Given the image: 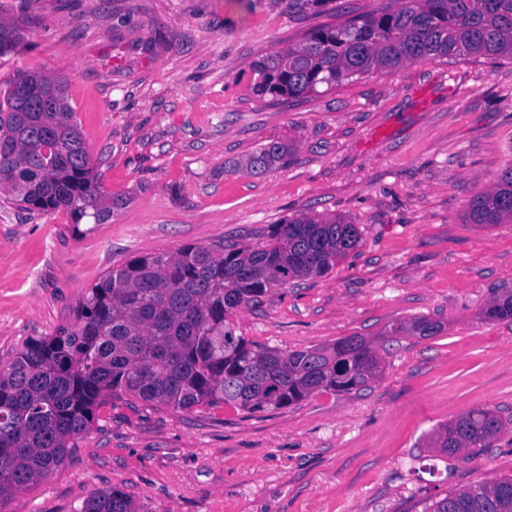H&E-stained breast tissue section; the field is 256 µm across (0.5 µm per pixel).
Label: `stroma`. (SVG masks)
I'll return each mask as SVG.
<instances>
[{
	"instance_id": "1",
	"label": "stroma",
	"mask_w": 512,
	"mask_h": 512,
	"mask_svg": "<svg viewBox=\"0 0 512 512\" xmlns=\"http://www.w3.org/2000/svg\"><path fill=\"white\" fill-rule=\"evenodd\" d=\"M403 2L0 0V23L22 36L0 56V79H67L120 202L76 233L66 212L24 210L0 187V368L129 258L260 244L271 224L306 213L358 225V248L238 311V334L283 350L360 335L383 360L362 388L263 413L112 400L62 466L0 512H80L110 487L132 493L137 512H424L512 477V320L477 318L512 290V223L463 219L512 164V59L420 60L289 100L251 91L262 55ZM272 141L284 164L251 173ZM415 317L442 332L381 340ZM477 409L505 424L492 447L436 457L429 434Z\"/></svg>"
}]
</instances>
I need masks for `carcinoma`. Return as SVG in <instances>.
<instances>
[{
	"label": "carcinoma",
	"mask_w": 512,
	"mask_h": 512,
	"mask_svg": "<svg viewBox=\"0 0 512 512\" xmlns=\"http://www.w3.org/2000/svg\"><path fill=\"white\" fill-rule=\"evenodd\" d=\"M18 40L14 28L0 24V56ZM457 56L512 59V0H404L396 11L317 27L299 44L254 61L252 90L294 98L373 70ZM285 155L283 145H265L250 169L262 173ZM0 186L30 210L66 211L77 233L81 224L104 223L118 206L99 180L64 78L27 73L0 85ZM463 218L485 228L512 222V164L491 191L470 200ZM359 243L357 225L344 218L304 214L272 225L263 245L188 244L112 268L88 288L70 322L28 339L0 369V502L55 472L108 397L256 413L380 378L381 359L365 336L285 351L236 334L230 322L273 288L327 274ZM478 318L511 319L512 293L493 299ZM441 331L422 317L396 320L383 335ZM503 430L492 412L476 410L440 425L427 447L466 460ZM80 512L137 510L131 494L109 488ZM429 512H512V478L450 493Z\"/></svg>",
	"instance_id": "obj_1"
}]
</instances>
